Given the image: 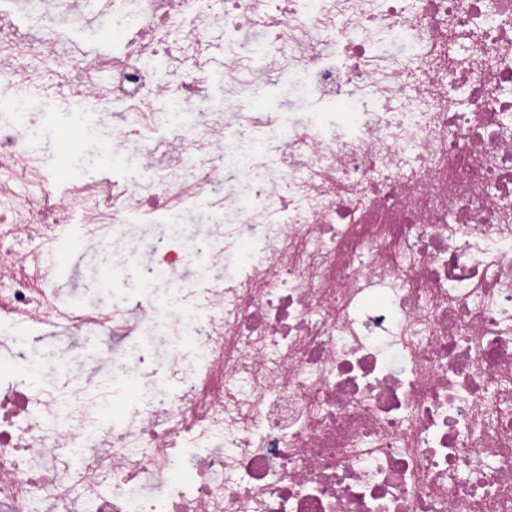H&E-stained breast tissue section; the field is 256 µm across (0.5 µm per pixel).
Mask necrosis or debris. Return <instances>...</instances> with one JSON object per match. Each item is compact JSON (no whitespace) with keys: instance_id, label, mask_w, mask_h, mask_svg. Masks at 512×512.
<instances>
[{"instance_id":"4bbe7bcc","label":"necrosis or debris","mask_w":512,"mask_h":512,"mask_svg":"<svg viewBox=\"0 0 512 512\" xmlns=\"http://www.w3.org/2000/svg\"><path fill=\"white\" fill-rule=\"evenodd\" d=\"M28 5L0 0V512H512V0H99L47 39ZM78 86L144 183L57 181L39 106ZM69 236L83 303L22 252ZM112 21L101 22L94 28L86 30L84 33L75 35L76 54H83L89 51L104 50L112 40Z\"/></svg>"}]
</instances>
